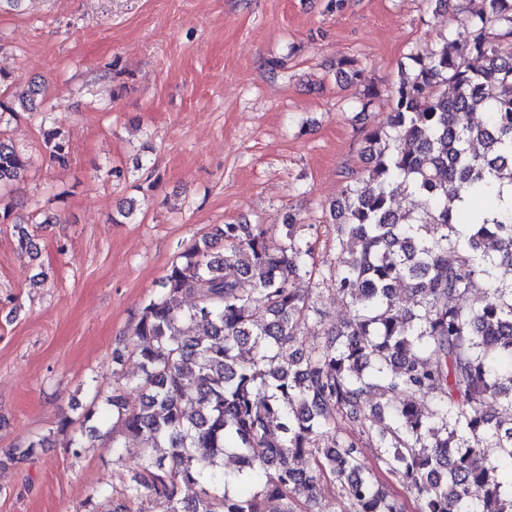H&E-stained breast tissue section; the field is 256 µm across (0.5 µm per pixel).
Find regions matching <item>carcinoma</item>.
I'll use <instances>...</instances> for the list:
<instances>
[{
    "label": "carcinoma",
    "mask_w": 512,
    "mask_h": 512,
    "mask_svg": "<svg viewBox=\"0 0 512 512\" xmlns=\"http://www.w3.org/2000/svg\"><path fill=\"white\" fill-rule=\"evenodd\" d=\"M479 2L440 44L410 55L392 112L364 131L371 166L329 206L335 257L316 262L290 216L277 240L262 224H225L173 260L131 327L142 400L107 399L141 450L108 512H137L143 497L161 512H296L328 483L353 512H406L393 480L414 512H512V475L485 454L512 461V0ZM2 80L0 121L42 107V83L0 68ZM42 143L52 165H69L56 124ZM31 164L0 135V222L12 215L3 191ZM398 190L422 210L394 209ZM492 193L493 213L459 222L468 199ZM325 286L353 315L337 337L295 350L301 326L319 319L310 294ZM368 392L379 400L365 406ZM363 437L379 448L378 475L360 461ZM301 457L308 468L294 466Z\"/></svg>",
    "instance_id": "cac0c4a2"
}]
</instances>
